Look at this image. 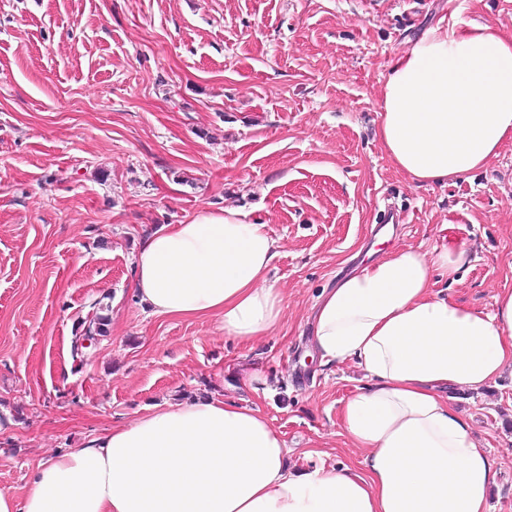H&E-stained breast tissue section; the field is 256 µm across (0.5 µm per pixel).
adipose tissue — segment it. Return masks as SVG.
<instances>
[{
    "instance_id": "adipose-tissue-1",
    "label": "adipose tissue",
    "mask_w": 512,
    "mask_h": 512,
    "mask_svg": "<svg viewBox=\"0 0 512 512\" xmlns=\"http://www.w3.org/2000/svg\"><path fill=\"white\" fill-rule=\"evenodd\" d=\"M378 138L410 181L445 184L512 145V35L439 22L390 67ZM277 243L232 208L203 211L146 237L136 293L154 315L220 318L250 342L279 323L268 283ZM466 249L398 247L323 289L311 346L321 364L355 361L367 382L343 402L342 428L364 473L327 463L294 470L259 409L196 398L40 461L24 498L0 512H488L490 451L454 405L512 366V290L482 314L451 300Z\"/></svg>"
}]
</instances>
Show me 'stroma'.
<instances>
[{
  "label": "stroma",
  "instance_id": "obj_1",
  "mask_svg": "<svg viewBox=\"0 0 512 512\" xmlns=\"http://www.w3.org/2000/svg\"><path fill=\"white\" fill-rule=\"evenodd\" d=\"M443 19L509 32L512 0H0V491L22 497L39 459L205 395L257 406L290 468L315 450L359 468L340 407L365 373L307 356L322 289L371 245L450 241L473 255L439 281L452 300L488 314L512 289V147L418 186L376 136L391 64ZM225 207L278 244L281 322L252 342L135 292L144 237ZM391 207L407 220L376 243ZM99 305L106 335L74 352ZM455 406L499 470L490 512H512V368Z\"/></svg>",
  "mask_w": 512,
  "mask_h": 512
}]
</instances>
